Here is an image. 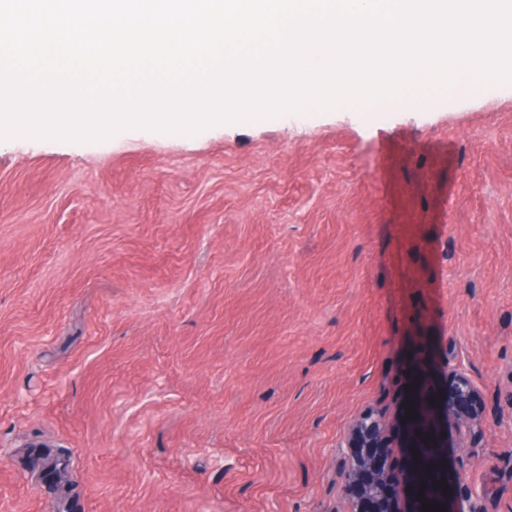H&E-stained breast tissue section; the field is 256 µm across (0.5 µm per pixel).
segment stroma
Returning <instances> with one entry per match:
<instances>
[{
    "label": "stroma",
    "mask_w": 512,
    "mask_h": 512,
    "mask_svg": "<svg viewBox=\"0 0 512 512\" xmlns=\"http://www.w3.org/2000/svg\"><path fill=\"white\" fill-rule=\"evenodd\" d=\"M419 99L0 140V512H344L416 362L512 512V82Z\"/></svg>",
    "instance_id": "obj_1"
}]
</instances>
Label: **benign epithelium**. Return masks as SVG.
<instances>
[{
    "label": "benign epithelium",
    "mask_w": 512,
    "mask_h": 512,
    "mask_svg": "<svg viewBox=\"0 0 512 512\" xmlns=\"http://www.w3.org/2000/svg\"><path fill=\"white\" fill-rule=\"evenodd\" d=\"M412 395L417 397L416 416L405 425L406 447L419 448L433 438L445 448L440 437L439 419L453 422L457 427L456 447H467L468 433L479 429L486 420L476 386L467 374L453 371L452 384L443 398L430 391L423 392L424 380L415 376L410 380ZM385 425L372 412L357 417L345 439L341 452L345 487L350 491L347 512H399L393 491L405 477H410L418 497L437 503L446 512H488L478 499L467 498L454 506L451 492H433L430 485L448 479V461L423 456L403 459L400 467L393 463L394 453L384 443Z\"/></svg>",
    "instance_id": "7a95c632"
}]
</instances>
